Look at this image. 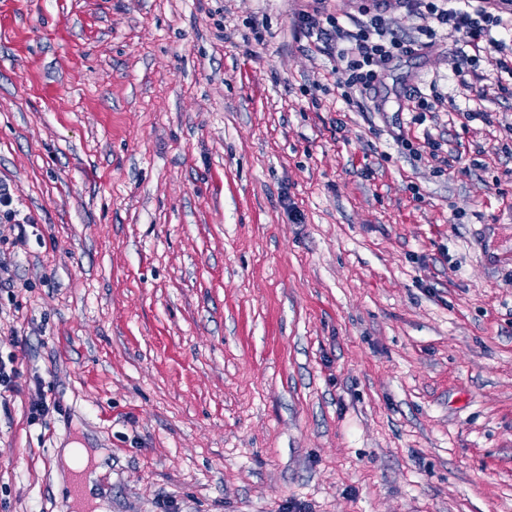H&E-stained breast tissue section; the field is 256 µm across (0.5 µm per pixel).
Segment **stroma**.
<instances>
[{"mask_svg": "<svg viewBox=\"0 0 512 512\" xmlns=\"http://www.w3.org/2000/svg\"><path fill=\"white\" fill-rule=\"evenodd\" d=\"M305 6L0 0V512L70 442L107 512H512V76L441 28L346 103ZM55 410V400L52 401V398L48 397L47 392L40 383L35 384L34 389L30 393L27 408L30 422L44 421Z\"/></svg>", "mask_w": 512, "mask_h": 512, "instance_id": "35a3bbf8", "label": "stroma"}]
</instances>
